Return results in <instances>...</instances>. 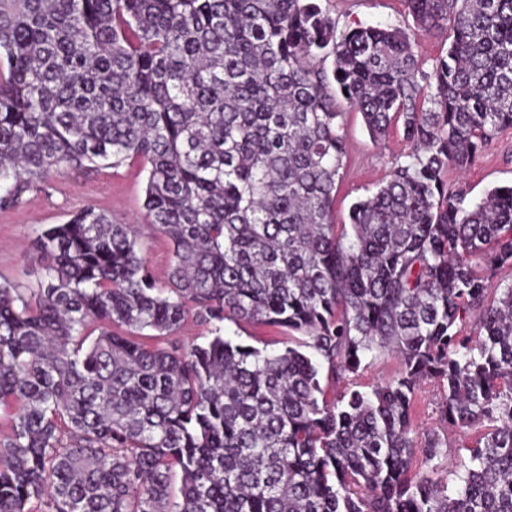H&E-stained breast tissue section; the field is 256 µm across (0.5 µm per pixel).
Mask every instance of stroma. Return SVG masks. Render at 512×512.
<instances>
[{"label": "stroma", "instance_id": "stroma-1", "mask_svg": "<svg viewBox=\"0 0 512 512\" xmlns=\"http://www.w3.org/2000/svg\"><path fill=\"white\" fill-rule=\"evenodd\" d=\"M339 28L359 24L393 25L407 28L413 20L403 0H321ZM349 152L343 175L337 184L335 219L348 221L351 204L388 176L396 159L408 150L401 130L386 141H374L360 113L346 116ZM451 183L463 189L467 203L480 201L492 188L512 184V128L502 130L470 167L449 173ZM145 174L135 164L103 168L90 175L70 172L37 184L21 202L0 209V282L22 288L36 287L41 276L40 255L34 241L45 225L61 224L75 211L92 206L123 224L135 225L143 255L157 278H164L170 262V248L162 235L144 219ZM224 334L235 342L260 349L280 351L284 336L267 326L242 322L225 323ZM441 393L435 383H425L414 402L415 421L423 430L437 431L447 445L438 457L437 476L454 484L458 459L479 437L478 429H461L448 424L441 414Z\"/></svg>", "mask_w": 512, "mask_h": 512}]
</instances>
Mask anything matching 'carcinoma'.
<instances>
[{"instance_id": "1", "label": "carcinoma", "mask_w": 512, "mask_h": 512, "mask_svg": "<svg viewBox=\"0 0 512 512\" xmlns=\"http://www.w3.org/2000/svg\"><path fill=\"white\" fill-rule=\"evenodd\" d=\"M403 2L412 29L320 0H0V208L138 163L171 253L159 281L85 207L42 230L37 287L0 283V512H512V185L468 206L447 179L512 127V0ZM347 107L410 149L345 225ZM190 320L214 336L177 341ZM375 349L400 369L365 391ZM427 381L484 428L451 491L413 422ZM420 45L419 54L425 63L424 68L426 70L431 69L433 59H435L442 50L445 51L447 48V42L444 43V38L436 35L424 36L420 41ZM224 336L234 342L252 345L257 348H266L269 352H278L283 349L284 335L270 327L254 323L241 322L238 325L224 322Z\"/></svg>"}]
</instances>
